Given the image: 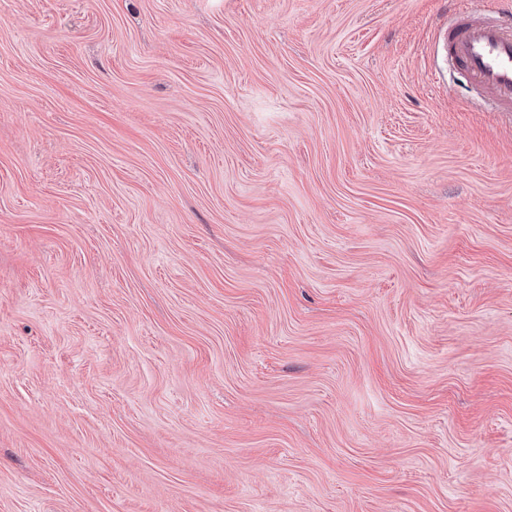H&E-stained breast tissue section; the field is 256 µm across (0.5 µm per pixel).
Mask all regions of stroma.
I'll return each mask as SVG.
<instances>
[{
	"label": "stroma",
	"mask_w": 512,
	"mask_h": 512,
	"mask_svg": "<svg viewBox=\"0 0 512 512\" xmlns=\"http://www.w3.org/2000/svg\"><path fill=\"white\" fill-rule=\"evenodd\" d=\"M459 8L0 0V512H512Z\"/></svg>",
	"instance_id": "1"
}]
</instances>
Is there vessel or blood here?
Returning <instances> with one entry per match:
<instances>
[{"label": "vessel or blood", "instance_id": "obj_1", "mask_svg": "<svg viewBox=\"0 0 512 512\" xmlns=\"http://www.w3.org/2000/svg\"><path fill=\"white\" fill-rule=\"evenodd\" d=\"M495 22L461 12L445 40L456 69L489 95L498 111L512 112V11L502 8Z\"/></svg>", "mask_w": 512, "mask_h": 512}]
</instances>
